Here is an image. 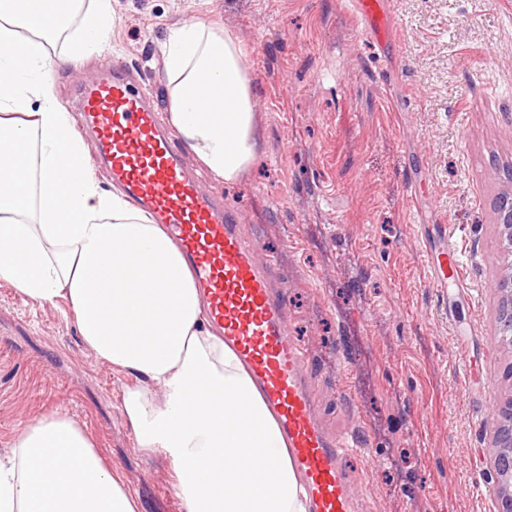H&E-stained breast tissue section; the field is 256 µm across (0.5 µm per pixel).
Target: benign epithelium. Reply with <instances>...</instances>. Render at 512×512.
Here are the masks:
<instances>
[{"label": "benign epithelium", "instance_id": "benign-epithelium-1", "mask_svg": "<svg viewBox=\"0 0 512 512\" xmlns=\"http://www.w3.org/2000/svg\"><path fill=\"white\" fill-rule=\"evenodd\" d=\"M495 228L503 265L494 282L497 299L498 345L512 352V189L495 202ZM490 447L497 512H512V389L490 412Z\"/></svg>", "mask_w": 512, "mask_h": 512}]
</instances>
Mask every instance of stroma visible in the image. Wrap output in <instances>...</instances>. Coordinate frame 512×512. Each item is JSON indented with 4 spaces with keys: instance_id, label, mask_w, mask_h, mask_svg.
Wrapping results in <instances>:
<instances>
[{
    "instance_id": "obj_1",
    "label": "stroma",
    "mask_w": 512,
    "mask_h": 512,
    "mask_svg": "<svg viewBox=\"0 0 512 512\" xmlns=\"http://www.w3.org/2000/svg\"><path fill=\"white\" fill-rule=\"evenodd\" d=\"M389 2L381 50L338 0H115L112 56L164 124L168 25L211 19L241 39L257 159L234 184L198 177L274 262L317 418L356 443V512H495L488 417L512 366L492 290L494 202L512 188V0ZM67 54L57 41L52 87L68 109L103 59ZM447 228L464 283L434 288L423 256ZM134 382L85 345L65 303L0 281V452L62 412L143 512H180L169 461L138 447L121 410Z\"/></svg>"
}]
</instances>
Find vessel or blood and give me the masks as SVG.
<instances>
[{
  "mask_svg": "<svg viewBox=\"0 0 512 512\" xmlns=\"http://www.w3.org/2000/svg\"><path fill=\"white\" fill-rule=\"evenodd\" d=\"M346 5L363 21L362 38L388 43L387 0H346ZM77 104L114 184L181 245L211 319L277 415L311 512H354L342 464L345 450L316 419L307 356L288 334L272 264L242 236L240 214L200 187L124 62L103 64L97 78L79 88ZM426 263L432 287L462 283L454 240L428 253Z\"/></svg>",
  "mask_w": 512,
  "mask_h": 512,
  "instance_id": "b4317fda",
  "label": "vessel or blood"
}]
</instances>
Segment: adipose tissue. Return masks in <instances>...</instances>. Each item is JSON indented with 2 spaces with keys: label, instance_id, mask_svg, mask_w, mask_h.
I'll list each match as a JSON object with an SVG mask.
<instances>
[{
  "label": "adipose tissue",
  "instance_id": "obj_1",
  "mask_svg": "<svg viewBox=\"0 0 512 512\" xmlns=\"http://www.w3.org/2000/svg\"><path fill=\"white\" fill-rule=\"evenodd\" d=\"M114 0H0V281L64 300L85 344L133 376L122 411L138 447L168 459L181 512H307L277 421L208 321L162 225L104 188L52 92L51 49L111 47ZM169 122L210 178L257 153V89L244 44L193 19L158 44ZM0 512H140L85 428L54 413L0 454Z\"/></svg>",
  "mask_w": 512,
  "mask_h": 512
}]
</instances>
